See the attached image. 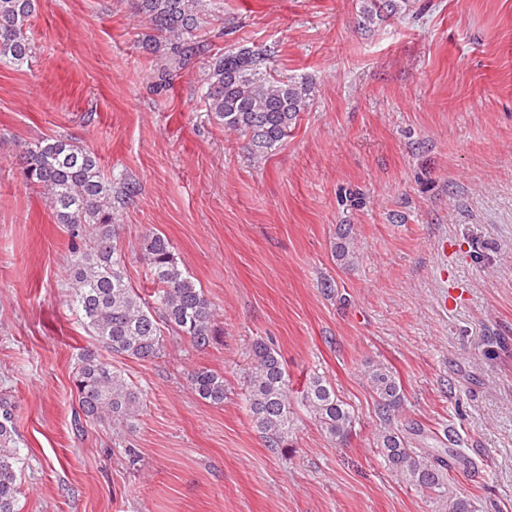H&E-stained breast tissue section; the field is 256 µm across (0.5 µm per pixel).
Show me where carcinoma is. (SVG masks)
I'll use <instances>...</instances> for the list:
<instances>
[{"instance_id":"1","label":"carcinoma","mask_w":512,"mask_h":512,"mask_svg":"<svg viewBox=\"0 0 512 512\" xmlns=\"http://www.w3.org/2000/svg\"><path fill=\"white\" fill-rule=\"evenodd\" d=\"M363 19L395 13L399 0H363ZM137 15L152 30L140 43L155 58V77L167 86L171 72L201 64L202 98L215 124L248 138V151L259 159L279 145L311 109L314 86L307 77H284L272 68L273 51L246 46L210 54L205 29L211 24L207 0H136ZM34 0H0V66L29 64L33 44L28 31ZM25 183L42 189L45 204L57 223L70 232L71 306L95 340L116 355L152 360L163 350L164 331L186 336L205 349L221 335L215 309L181 268L168 238L145 236L141 260L153 292L145 298L126 275V256L118 246L115 216L134 201L140 183L124 174H105L94 150L59 135L28 145L21 156ZM336 260L350 267L356 252L352 229L338 236ZM253 369L247 405L254 426L278 452L290 446L297 413L290 399L289 379L280 354L260 338L252 343ZM383 422L376 439L378 455L402 482L434 499L447 502L448 512H471V505L451 488V471L472 460L458 436L448 433V447L418 448L419 427L398 425L396 412L404 391L396 372L377 363L365 372ZM195 392L215 404L224 402V377L208 369L192 375ZM81 414L87 421L127 424L140 407L139 392L111 363L88 350L74 375ZM301 405L334 440L353 431L354 414L327 380L314 375L302 391ZM12 404L0 399V512H18V465Z\"/></svg>"}]
</instances>
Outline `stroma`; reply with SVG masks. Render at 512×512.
<instances>
[{
  "label": "stroma",
  "instance_id": "35a3bbf8",
  "mask_svg": "<svg viewBox=\"0 0 512 512\" xmlns=\"http://www.w3.org/2000/svg\"><path fill=\"white\" fill-rule=\"evenodd\" d=\"M211 3L212 52L271 48L278 74L314 83L259 160L208 116L198 66L156 89L131 0H37L30 65L0 67V397L20 512H447L378 456L372 363L396 371L422 446L460 438L473 464L454 493L512 512V0H410L368 27L362 0ZM63 134L141 185L116 220L133 286L150 290L138 256L163 234L222 330L204 350L170 334L159 358L112 356L141 391L130 429L75 419L73 374L98 344L69 306V232L19 172L25 145ZM259 337L293 390L319 374L351 406L348 441L299 405L291 448H266L244 401ZM201 368L223 375V403L195 393ZM335 256L337 261L345 267L354 265L357 256L350 225H348V227H344L338 236V242H336L335 246Z\"/></svg>",
  "mask_w": 512,
  "mask_h": 512
}]
</instances>
